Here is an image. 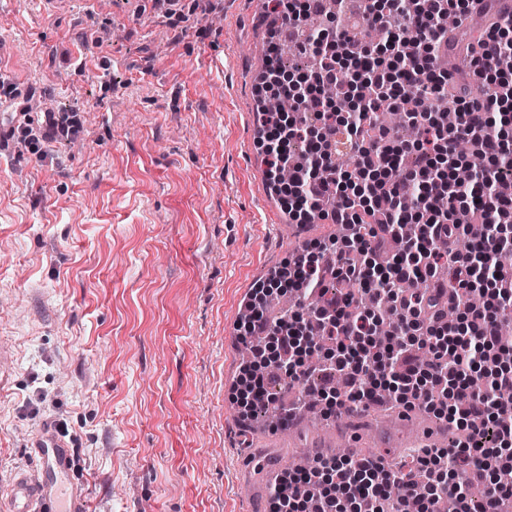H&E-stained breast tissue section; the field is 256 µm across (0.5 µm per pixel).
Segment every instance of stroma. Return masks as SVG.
<instances>
[{
	"label": "stroma",
	"instance_id": "obj_1",
	"mask_svg": "<svg viewBox=\"0 0 512 512\" xmlns=\"http://www.w3.org/2000/svg\"><path fill=\"white\" fill-rule=\"evenodd\" d=\"M260 0H70L53 13L0 0V73L78 143L0 170V506L35 436L68 426L88 512H265L261 460L389 425L379 408L335 431L250 432L234 400L243 303L305 236L262 201L255 68Z\"/></svg>",
	"mask_w": 512,
	"mask_h": 512
}]
</instances>
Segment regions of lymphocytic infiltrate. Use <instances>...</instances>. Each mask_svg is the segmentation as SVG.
<instances>
[{"mask_svg": "<svg viewBox=\"0 0 512 512\" xmlns=\"http://www.w3.org/2000/svg\"><path fill=\"white\" fill-rule=\"evenodd\" d=\"M469 0H366L363 18L383 28V41L361 42L353 27H335L301 34L311 11L310 0H272V9L293 29L298 46L313 59L304 78L279 81L274 94L289 98L291 112L266 115L262 142L268 177L282 166L295 169L283 197L298 224L314 219L355 225L353 236L340 235L310 243L288 260V273L301 296L321 292L325 277L357 282L358 293L337 292L320 305L317 319L330 337L327 349H317L308 336L309 321L292 312L271 326L260 309L241 323L242 339H253V353L265 351L263 340L275 336L277 362L301 392L300 404L327 403L332 408L352 404L369 409L379 389L392 403L417 407L447 420L460 435L447 448H420L410 466L387 467L373 458H318L311 470L286 472L274 486L272 512H295L298 488L310 489L318 508L343 512L352 499L357 512H434L440 497H448L454 512H471L464 493L468 483L482 484L486 493L481 512H506L512 505V464L492 462L493 449L512 447V365L502 362L504 350L498 326L512 316V78L497 68V60L512 46V16L499 19L471 51L470 80L486 87L483 100L465 92L456 96L458 120L446 126L440 110L425 103L446 96L448 76L435 61L448 30L447 14L464 19ZM341 88L348 107H328L325 88ZM404 112L418 135L400 140L378 124L382 102ZM80 130L74 115L52 114L40 130L29 124L10 126L7 135L30 153L40 144L69 138ZM345 134L350 169L332 179L319 175L335 158L336 136ZM473 145L469 158L455 151L459 139ZM475 170L460 183L453 167ZM380 171V178L369 175ZM489 224L488 234L470 250L456 247L472 218ZM410 223L415 233L386 263L368 261L379 234H393ZM447 269L460 290L481 295L477 308H459L448 320L439 300L440 269ZM421 280L426 287L402 291L403 283ZM393 303L398 324L387 337L374 335L379 308ZM341 374L345 385L325 387L323 371Z\"/></svg>", "mask_w": 512, "mask_h": 512, "instance_id": "lymphocytic-infiltrate-1", "label": "lymphocytic infiltrate"}]
</instances>
